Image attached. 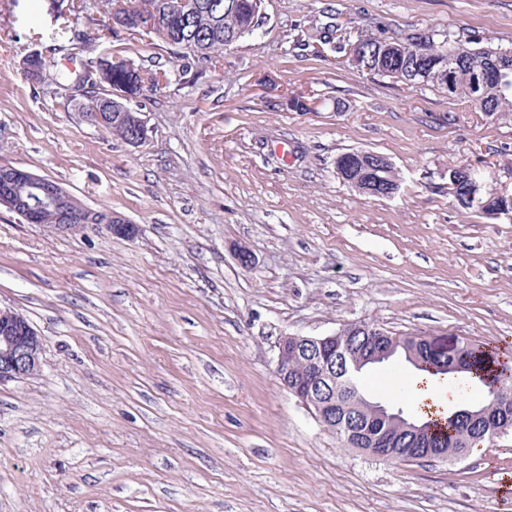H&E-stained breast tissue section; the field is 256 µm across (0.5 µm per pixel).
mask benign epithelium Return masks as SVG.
<instances>
[{
    "label": "benign epithelium",
    "mask_w": 512,
    "mask_h": 512,
    "mask_svg": "<svg viewBox=\"0 0 512 512\" xmlns=\"http://www.w3.org/2000/svg\"><path fill=\"white\" fill-rule=\"evenodd\" d=\"M45 67V55L33 51L22 61V70L30 79H35ZM132 127L126 144L138 147L147 138V127L140 112L125 113ZM34 187L41 192L42 199L54 207L59 223L51 228L80 233L92 224L71 219V195L59 184L39 177L19 167L0 166V206L16 213L30 224L39 223L41 206L25 188ZM107 231L116 236L132 238L136 225L121 215L112 216L106 225ZM364 336L360 346H351L349 338L354 334ZM409 353L425 355H447L453 349H442L428 335L408 333L404 337ZM396 339L389 331L369 323H351L326 336H302L289 334L280 337L277 345L276 376L280 384L307 408H314L319 423L327 430L334 428L336 417L346 411H354L359 428L345 427V442L350 446L362 445L379 458L385 457L403 431L415 432L419 426L397 409L368 401H347L341 395L336 375L356 374L367 364L382 363L393 355ZM43 338L28 320L17 312L0 308V383L23 379L40 371ZM478 430L470 436V445L485 437L501 436L512 429V390L500 392L496 406L471 414Z\"/></svg>",
    "instance_id": "1"
}]
</instances>
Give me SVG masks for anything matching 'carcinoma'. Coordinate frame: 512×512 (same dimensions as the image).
I'll return each instance as SVG.
<instances>
[{
  "instance_id": "1",
  "label": "carcinoma",
  "mask_w": 512,
  "mask_h": 512,
  "mask_svg": "<svg viewBox=\"0 0 512 512\" xmlns=\"http://www.w3.org/2000/svg\"><path fill=\"white\" fill-rule=\"evenodd\" d=\"M147 6L121 7L110 12L111 23L106 25V33L101 36L103 43L110 44L120 34L139 33L148 27V20L170 33L165 41L182 53L185 67L192 68L202 64H211L224 49L248 35L252 28L262 20L261 6L258 0H196V8L190 16L184 18L169 10L168 0H145ZM49 39L58 44L63 52L83 43L72 35V28L64 25L49 35ZM351 31L339 22H329L323 27L306 33L301 46L307 48L313 44L327 46L334 50H343L350 43ZM385 39L373 34L358 37L357 43L364 48L366 64L370 73L384 76L388 71L409 73L411 71H429L441 68L449 69L452 90L417 77L409 83L411 88L428 89L460 100L478 112H512V48H503L485 43L475 35L465 36L458 31L448 30L423 34L418 37L404 38L402 42L409 47L423 46L429 53L418 56L414 53L382 58L379 56ZM458 56L453 68H448V59ZM88 80L96 87L106 86L123 94L124 111L130 112V99L142 94L144 79L139 66H126L128 59H112V53L103 51L101 56L89 59ZM482 63L501 67L502 79L495 86L482 89V99H477L473 90L476 77V65ZM87 112H112V94L94 95L83 105ZM336 169L343 170L350 179L367 184H375L379 192L387 185L399 186L398 174L394 167L377 175L367 163L361 160L360 152L352 151L336 158ZM391 361H402L414 370V376L403 382L400 392L415 391L417 388L441 377L464 378L479 392L480 398L469 401L472 407L480 408L495 403L496 383L506 364L500 362L497 349L468 340L459 346L454 358H434L416 365L409 361L403 350H398ZM416 423L429 433V447L434 454L451 452L467 441V427L470 418L462 417L457 411L438 416L425 410L411 414Z\"/></svg>"
}]
</instances>
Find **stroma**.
<instances>
[{"instance_id":"stroma-1","label":"stroma","mask_w":512,"mask_h":512,"mask_svg":"<svg viewBox=\"0 0 512 512\" xmlns=\"http://www.w3.org/2000/svg\"><path fill=\"white\" fill-rule=\"evenodd\" d=\"M261 29L183 71L157 34L112 53L164 68L132 100L139 147L86 122L68 91L25 79L49 0H0V164L136 224L63 234L0 207V307L44 339L38 375L0 383V512H512V431L460 461L392 465L347 447L282 388L281 336L352 322L512 352V219L459 207L448 171L512 193V114L359 71L295 41L327 14L353 34L427 30L512 45V0H264ZM301 95L313 109L297 112ZM399 174L358 193L336 158ZM249 250L255 267L235 253ZM402 362L372 369L393 393Z\"/></svg>"}]
</instances>
